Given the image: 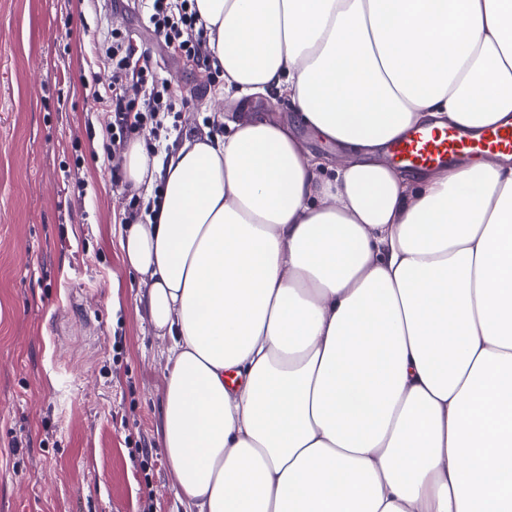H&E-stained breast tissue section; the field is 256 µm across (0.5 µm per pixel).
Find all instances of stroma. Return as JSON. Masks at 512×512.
I'll list each match as a JSON object with an SVG mask.
<instances>
[{
	"label": "stroma",
	"mask_w": 512,
	"mask_h": 512,
	"mask_svg": "<svg viewBox=\"0 0 512 512\" xmlns=\"http://www.w3.org/2000/svg\"><path fill=\"white\" fill-rule=\"evenodd\" d=\"M127 32L209 125L223 71L172 55L143 0H0V512H175L158 409L164 343L122 264V188L95 49Z\"/></svg>",
	"instance_id": "1"
}]
</instances>
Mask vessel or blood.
Returning a JSON list of instances; mask_svg holds the SVG:
<instances>
[{"label":"vessel or blood","mask_w":512,"mask_h":512,"mask_svg":"<svg viewBox=\"0 0 512 512\" xmlns=\"http://www.w3.org/2000/svg\"><path fill=\"white\" fill-rule=\"evenodd\" d=\"M391 152L407 169H422L447 163L458 156L473 158L486 152L512 153V124L484 129L469 138L458 131L433 129L415 131L394 142Z\"/></svg>","instance_id":"vessel-or-blood-1"}]
</instances>
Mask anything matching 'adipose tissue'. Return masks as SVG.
I'll list each match as a JSON object with an SVG mask.
<instances>
[{"mask_svg":"<svg viewBox=\"0 0 512 512\" xmlns=\"http://www.w3.org/2000/svg\"><path fill=\"white\" fill-rule=\"evenodd\" d=\"M258 112L132 141L123 262L166 340L183 512H512V154L406 176L409 131L512 122V0H194ZM335 142L317 160L293 124ZM248 102L249 111L263 112V114L272 115L279 121H283L285 123H288V119L292 114L288 99L280 97L275 93H270V96L251 98Z\"/></svg>","mask_w":512,"mask_h":512,"instance_id":"adipose-tissue-1","label":"adipose tissue"}]
</instances>
